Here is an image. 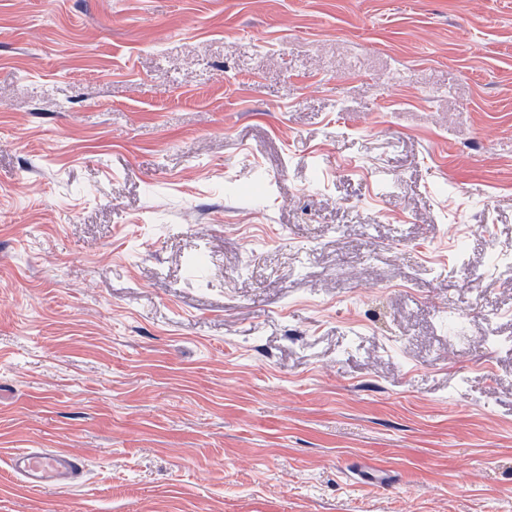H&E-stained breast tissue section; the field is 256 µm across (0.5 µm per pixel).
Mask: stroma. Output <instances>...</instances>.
Listing matches in <instances>:
<instances>
[{
	"instance_id": "1",
	"label": "stroma",
	"mask_w": 512,
	"mask_h": 512,
	"mask_svg": "<svg viewBox=\"0 0 512 512\" xmlns=\"http://www.w3.org/2000/svg\"><path fill=\"white\" fill-rule=\"evenodd\" d=\"M496 248L512 0H0V512H512ZM11 468L32 488L73 487L81 483L85 465L68 451L22 448L13 454Z\"/></svg>"
}]
</instances>
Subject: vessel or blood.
<instances>
[{"label":"vessel or blood","mask_w":512,"mask_h":512,"mask_svg":"<svg viewBox=\"0 0 512 512\" xmlns=\"http://www.w3.org/2000/svg\"><path fill=\"white\" fill-rule=\"evenodd\" d=\"M11 468L32 488L73 487L81 483L85 465L81 457L67 451L23 448L14 453Z\"/></svg>","instance_id":"obj_1"}]
</instances>
